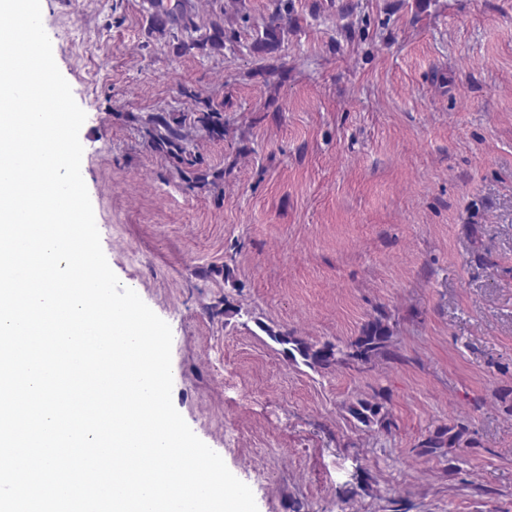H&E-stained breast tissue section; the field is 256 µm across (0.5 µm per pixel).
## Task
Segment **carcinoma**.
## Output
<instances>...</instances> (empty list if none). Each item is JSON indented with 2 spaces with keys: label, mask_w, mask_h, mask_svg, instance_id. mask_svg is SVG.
<instances>
[{
  "label": "carcinoma",
  "mask_w": 512,
  "mask_h": 512,
  "mask_svg": "<svg viewBox=\"0 0 512 512\" xmlns=\"http://www.w3.org/2000/svg\"><path fill=\"white\" fill-rule=\"evenodd\" d=\"M291 0H276L275 12L257 31L250 51L264 62L261 74H271L275 68L266 63L268 56L277 52L283 41L285 24ZM149 4V33L160 39H172L174 52L178 55L199 51L210 56L224 52V13L214 15L208 27L196 22L195 9L188 0H178L173 8H165L159 0H147ZM179 95L194 101L188 112H154L145 119L148 143L153 151L168 160L190 188H216L224 183V170L205 164L195 151L192 136L202 134L210 140L222 141L226 132L224 102L203 97L198 92L183 87ZM263 331L270 340L282 347L285 358L293 363L302 362L307 367L319 370L334 366L365 365L379 359L395 356L388 325L381 317L368 320L358 336L346 344L331 341L317 342L295 336L286 330H275L265 325ZM347 412L365 427L376 426L386 430L391 425L387 398L375 393L369 399H358L347 406ZM468 429L464 426L441 425L421 442V453L445 458L448 450L467 441Z\"/></svg>",
  "instance_id": "1"
}]
</instances>
